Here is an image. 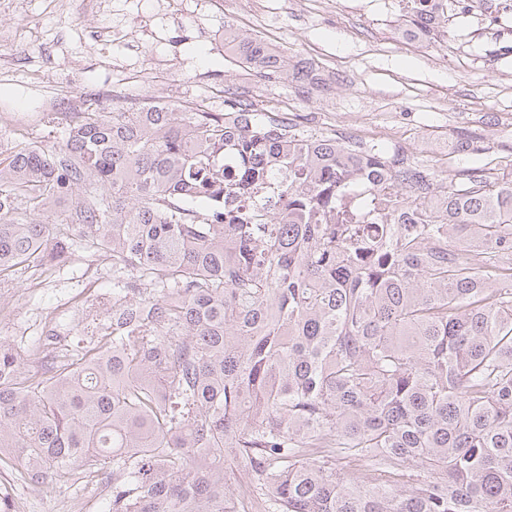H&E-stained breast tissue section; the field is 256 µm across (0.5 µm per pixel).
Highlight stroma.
I'll return each mask as SVG.
<instances>
[{
	"label": "stroma",
	"mask_w": 512,
	"mask_h": 512,
	"mask_svg": "<svg viewBox=\"0 0 512 512\" xmlns=\"http://www.w3.org/2000/svg\"><path fill=\"white\" fill-rule=\"evenodd\" d=\"M350 16L321 0H263L262 18L236 10L234 0H0V147L27 139L60 146L62 113L111 101L119 112L149 98L173 111L224 109L225 99L254 100L258 109L298 130L404 154L439 181L455 170L487 165L512 172V0L485 20L464 11L444 41L404 40L400 22L378 24L388 0H367ZM271 38L290 60H308L318 86L277 75L256 78L225 53L224 28ZM467 132L479 149L457 155L449 141ZM72 255L59 266L33 262L0 278V341L40 369L46 331L59 326L71 350L97 345L103 324L84 318L92 302L111 303L110 255L70 227ZM7 495L23 512H78L89 498L108 504L111 472L35 490L7 468Z\"/></svg>",
	"instance_id": "stroma-1"
}]
</instances>
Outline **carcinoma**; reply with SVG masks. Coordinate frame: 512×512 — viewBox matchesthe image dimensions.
<instances>
[{"mask_svg":"<svg viewBox=\"0 0 512 512\" xmlns=\"http://www.w3.org/2000/svg\"><path fill=\"white\" fill-rule=\"evenodd\" d=\"M459 175L244 101L16 141L0 274L67 258L58 215L132 277L106 348L24 377L0 341V455L35 487L112 468L109 512H243L238 466L262 512H512V179Z\"/></svg>","mask_w":512,"mask_h":512,"instance_id":"1","label":"carcinoma"}]
</instances>
